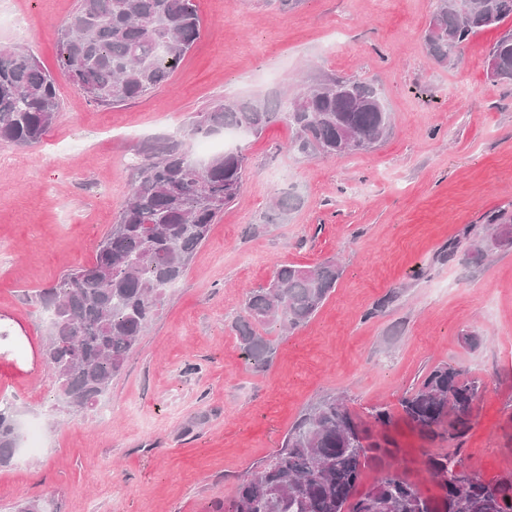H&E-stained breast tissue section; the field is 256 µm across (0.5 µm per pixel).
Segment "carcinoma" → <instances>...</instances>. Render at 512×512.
Returning a JSON list of instances; mask_svg holds the SVG:
<instances>
[{
	"mask_svg": "<svg viewBox=\"0 0 512 512\" xmlns=\"http://www.w3.org/2000/svg\"><path fill=\"white\" fill-rule=\"evenodd\" d=\"M510 18L512 0H438L425 35L428 52L443 64L470 36ZM200 34L194 0H79L58 30L60 69L88 99L114 107L166 84ZM488 70L495 82L512 80V30L490 47ZM60 107L56 79L36 57L24 48L0 47V141L21 147L40 142ZM280 117L294 133L290 148L310 157L367 152L391 131L374 80L330 73L283 103L217 102L197 113L179 138L135 153L128 203L94 259L40 292L49 314L44 359L56 379L59 409L85 413L109 394L166 290L240 193L245 156L224 151L198 162L184 149V137L228 129L259 135ZM494 221L497 243L512 244V218L501 214ZM340 276L333 260L278 265L266 285L246 293L236 324L244 358L267 364L272 345L261 330L305 325ZM479 389L466 372L442 364L399 404L421 435L452 441L469 428ZM17 415L15 401L0 395V463L10 462L19 448ZM391 445L342 401L323 399L216 512H512V472L487 481L463 470L455 452L430 454L426 465L439 495L425 497L388 462ZM372 465L378 468L375 483L357 492Z\"/></svg>",
	"mask_w": 512,
	"mask_h": 512,
	"instance_id": "cac0c4a2",
	"label": "carcinoma"
}]
</instances>
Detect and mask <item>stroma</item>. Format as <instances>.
<instances>
[{"instance_id":"35a3bbf8","label":"stroma","mask_w":512,"mask_h":512,"mask_svg":"<svg viewBox=\"0 0 512 512\" xmlns=\"http://www.w3.org/2000/svg\"><path fill=\"white\" fill-rule=\"evenodd\" d=\"M78 0H0V46L29 49L55 73L61 109L28 147L0 141V394L20 410L21 447L0 466V512L26 499L47 512H214L275 455L312 405L344 397L367 418L391 409L394 464L437 495L427 455L457 452L489 481L512 471V245L491 246L512 214V82L487 77L498 30L478 32L450 63L424 34L438 0H195L199 40L146 97L97 105L59 71L58 29ZM27 13L18 38L11 11ZM372 78L391 116L368 152L307 157L276 122L238 143L237 199L166 292L112 392L61 412L41 361L47 313L37 293L92 261L134 175L125 161L225 99H279L325 73ZM297 208L273 217L281 192ZM489 244L485 258L472 243ZM336 260L342 275L315 316L271 327L270 363L248 364L236 337L245 294L277 264ZM477 338L468 345L467 335ZM481 383L458 442L421 436L399 400L435 365Z\"/></svg>"}]
</instances>
